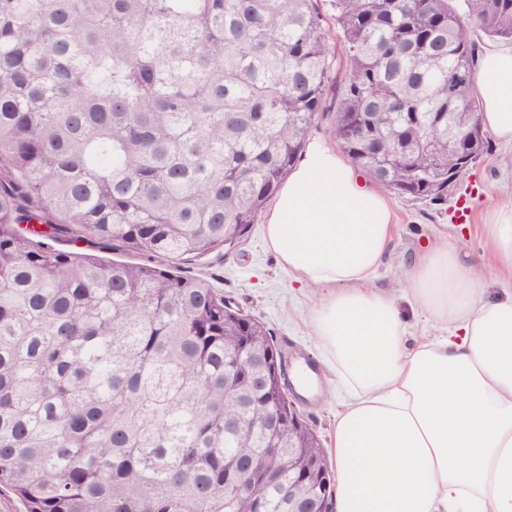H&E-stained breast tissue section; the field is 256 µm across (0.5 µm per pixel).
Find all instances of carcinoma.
<instances>
[{
  "label": "carcinoma",
  "mask_w": 512,
  "mask_h": 512,
  "mask_svg": "<svg viewBox=\"0 0 512 512\" xmlns=\"http://www.w3.org/2000/svg\"><path fill=\"white\" fill-rule=\"evenodd\" d=\"M476 29L512 43V0H0V492L25 512L309 502L288 451L331 467L288 425L278 345L181 265L250 231L329 97L354 166L443 200L451 134L492 148ZM44 241L48 242V243H52V245L59 250H63V251L74 250V251L90 253V254L96 255V256L101 257L106 260H112V257H113L114 259H117V260L127 261V262H131V263H136V264L146 263L148 261V257L146 255L134 254V253H132V254L113 253L112 251L102 252V251H98L95 249H90L86 246L85 243H82V242H77L75 244H72L68 241H65L64 239L56 241V242H51L49 240H44Z\"/></svg>",
  "instance_id": "1"
}]
</instances>
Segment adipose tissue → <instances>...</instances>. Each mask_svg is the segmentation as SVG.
<instances>
[{
    "label": "adipose tissue",
    "mask_w": 512,
    "mask_h": 512,
    "mask_svg": "<svg viewBox=\"0 0 512 512\" xmlns=\"http://www.w3.org/2000/svg\"><path fill=\"white\" fill-rule=\"evenodd\" d=\"M477 89L484 129L512 143V47L483 52ZM394 227L385 193L320 141L265 218L281 269L320 293L309 329L342 390L335 512H512V205L487 212L479 258L445 242L418 255L403 299L372 280ZM409 308L439 329L411 348Z\"/></svg>",
    "instance_id": "adipose-tissue-1"
}]
</instances>
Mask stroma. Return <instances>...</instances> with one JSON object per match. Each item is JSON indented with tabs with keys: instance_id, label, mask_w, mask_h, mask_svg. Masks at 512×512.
Returning a JSON list of instances; mask_svg holds the SVG:
<instances>
[{
	"instance_id": "stroma-1",
	"label": "stroma",
	"mask_w": 512,
	"mask_h": 512,
	"mask_svg": "<svg viewBox=\"0 0 512 512\" xmlns=\"http://www.w3.org/2000/svg\"><path fill=\"white\" fill-rule=\"evenodd\" d=\"M512 201V144L494 142L450 188L439 202L417 201L397 195L390 204L396 222L393 248L387 262L375 273L374 283L402 292L412 260L424 242L455 234L460 223L456 210L468 205L471 219L462 239L466 250L482 251L481 226L489 208ZM183 274L203 280L224 292L246 314L263 322L291 361H311L325 392L320 398L298 397L297 404L321 441H328L336 412V396L330 392L324 359L314 347L308 321L316 294L295 287L263 242L262 224H254L242 243L229 252L215 253L184 265Z\"/></svg>"
}]
</instances>
